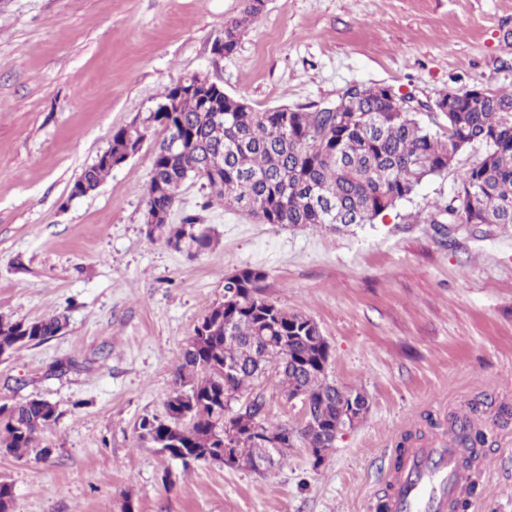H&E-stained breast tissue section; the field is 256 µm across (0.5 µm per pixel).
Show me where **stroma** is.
<instances>
[{"mask_svg":"<svg viewBox=\"0 0 512 512\" xmlns=\"http://www.w3.org/2000/svg\"><path fill=\"white\" fill-rule=\"evenodd\" d=\"M244 0H0V318L62 313L66 328L0 357V404L37 398L58 421L49 456L0 452L13 512H376L393 448H432L478 406L484 476L459 512H512V226L439 225L440 207L483 154L460 151L373 223L340 231L273 226L186 180L171 221L199 215L211 249L149 241L152 129L98 189L74 181L114 129L165 88L208 76L254 110L312 108L350 84L390 85L427 107L451 89L512 91V0H266L236 51L211 54ZM265 270V298L312 318L329 380L363 392L367 415L322 463L295 442L256 473L182 466L142 443L164 417L182 349L224 299L226 275ZM266 420L299 426L267 378ZM174 485H164L165 472Z\"/></svg>","mask_w":512,"mask_h":512,"instance_id":"stroma-1","label":"stroma"}]
</instances>
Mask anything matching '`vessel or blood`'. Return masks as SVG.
I'll list each match as a JSON object with an SVG mask.
<instances>
[{
    "label": "vessel or blood",
    "mask_w": 512,
    "mask_h": 512,
    "mask_svg": "<svg viewBox=\"0 0 512 512\" xmlns=\"http://www.w3.org/2000/svg\"><path fill=\"white\" fill-rule=\"evenodd\" d=\"M482 474L481 463L463 462L452 441H441L436 448H408L385 476L389 491L381 507L383 512H448Z\"/></svg>",
    "instance_id": "1"
}]
</instances>
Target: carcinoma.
<instances>
[{
	"label": "carcinoma",
	"mask_w": 512,
	"mask_h": 512,
	"mask_svg": "<svg viewBox=\"0 0 512 512\" xmlns=\"http://www.w3.org/2000/svg\"><path fill=\"white\" fill-rule=\"evenodd\" d=\"M265 8V0H246L242 15L224 24V54L238 47L241 33ZM206 76L192 75L165 89L160 101L182 95L174 112H151L142 126L112 131L108 152L136 142L140 132L159 126L165 132L152 156L146 204L172 210L180 186L195 177L198 164L220 159L224 169L206 180L224 206L248 213L263 224L339 226L371 224L408 197L428 177L448 170L463 149L479 144L484 155L461 176L456 196L443 212L453 217L468 210L471 224L512 225V92H489L481 99L458 90L453 103L439 96L436 110L448 116L440 134L417 113L403 112L395 100L370 93L336 101V110L299 109L263 112L241 106L224 95L205 105L191 88L213 86ZM180 143L170 148L175 140ZM112 171L104 157L73 183L97 187ZM194 214L180 223L156 224L150 241L185 238L183 249L208 251L211 235H185L197 224ZM266 272L239 270L224 279V301L212 307L194 329L175 373L176 388L166 402V416L143 417L139 439L187 465L234 452L247 468H270L285 456L294 437L307 448H333L338 435L355 422L345 416L351 403L366 402L363 393L327 378L319 362L329 345L307 315L288 311L261 296ZM66 318L47 315L33 320L0 319V356L42 343L64 329ZM271 374L278 398L300 394L304 424L297 428L265 420V397L258 394L236 411L253 423L224 444V422L230 404L251 381ZM56 407L41 399L0 405V452L18 459L36 449L37 436L58 420ZM282 436L284 448L271 445L266 433ZM450 432L463 448L476 449L485 434L474 424L454 420Z\"/></svg>",
	"instance_id": "obj_1"
}]
</instances>
